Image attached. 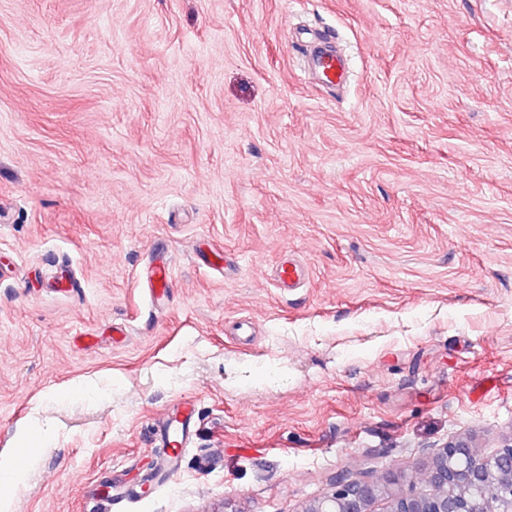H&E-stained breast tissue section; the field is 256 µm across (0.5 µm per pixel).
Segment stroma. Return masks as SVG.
Returning <instances> with one entry per match:
<instances>
[{"label":"stroma","mask_w":512,"mask_h":512,"mask_svg":"<svg viewBox=\"0 0 512 512\" xmlns=\"http://www.w3.org/2000/svg\"><path fill=\"white\" fill-rule=\"evenodd\" d=\"M466 431H512V0H0L9 512H300ZM310 63L326 85L335 86L345 79L344 61L333 49L315 47L310 55ZM145 282L148 288L155 289L162 296L168 295L172 287L170 258L162 257L149 267ZM306 271L298 262H284L278 269V281L283 288H293L302 283ZM196 406L187 403L172 416H168L163 428L160 430V443L162 448L170 447L173 456L177 457L186 452L183 448L188 438L191 426L195 420ZM29 466L27 456L13 457L6 464L1 463L0 467V484L16 485L24 476L25 470Z\"/></svg>","instance_id":"obj_1"}]
</instances>
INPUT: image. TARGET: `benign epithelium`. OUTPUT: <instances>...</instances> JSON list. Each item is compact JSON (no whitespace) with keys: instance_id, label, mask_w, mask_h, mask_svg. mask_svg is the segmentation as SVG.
Instances as JSON below:
<instances>
[{"instance_id":"1","label":"benign epithelium","mask_w":512,"mask_h":512,"mask_svg":"<svg viewBox=\"0 0 512 512\" xmlns=\"http://www.w3.org/2000/svg\"><path fill=\"white\" fill-rule=\"evenodd\" d=\"M429 492L416 490L414 475L387 471L371 481L336 479L333 490L307 501L300 512H512V434L494 453L481 451L470 434L452 438L419 469Z\"/></svg>"}]
</instances>
